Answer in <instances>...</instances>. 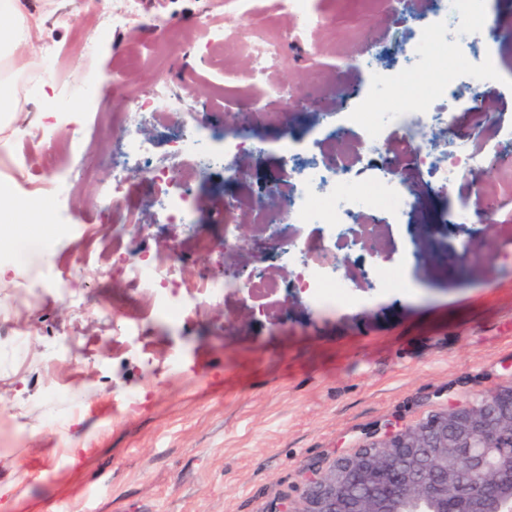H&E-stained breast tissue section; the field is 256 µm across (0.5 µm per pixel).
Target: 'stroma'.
<instances>
[{
  "label": "stroma",
  "mask_w": 512,
  "mask_h": 512,
  "mask_svg": "<svg viewBox=\"0 0 512 512\" xmlns=\"http://www.w3.org/2000/svg\"><path fill=\"white\" fill-rule=\"evenodd\" d=\"M23 5L41 56L60 51V73L47 102L38 97L36 74L17 77L19 111L0 126V182L18 195L30 179L53 180L40 162L51 131L40 127L44 108L52 112L51 129L70 137L56 150L58 163L83 165L92 175L73 195L39 199L49 216L42 232L20 211L12 218L14 239L0 242V262L13 267L0 283V482L36 468L38 478H26V500L40 512H273L303 496L311 469L354 454L386 425L416 424L512 382V197L500 196L489 164L443 195L408 161L399 177L423 208L390 225L382 242L405 286L379 295L358 290L345 307H323L290 289L296 271L278 259L285 242L259 238L248 210L240 212L234 247L224 246L225 199L277 204L267 188L284 171L286 149L325 153L333 146L328 124L369 104L384 114L431 108L415 89L398 93L372 79L357 59L398 65L401 44L435 20V0H415L401 13L373 6L358 26L336 0H312V9L335 23L293 45L316 53L319 67L289 52L256 87L251 62L236 48L237 26L246 15L291 29L280 0H138L135 16L118 29L104 18L124 9V0H83L82 49L70 46L72 0ZM476 6L495 30L483 45L495 70L488 86L510 94L512 22L504 19L503 0ZM160 72L180 109L154 116L123 101V94L146 93ZM91 74L116 84L120 95H78ZM247 85L248 104L215 97L217 88ZM283 87L293 100L281 97ZM481 102L478 92L455 99L447 125L418 131L417 139L430 149L443 146L463 133L458 113ZM110 111L129 113L151 149L133 187L143 198L137 228L124 246L146 258L171 243L182 247L180 284L242 283L186 301L182 320L142 319L139 290L112 248V216L98 197L112 179L123 134H96L101 113ZM244 111L253 115L254 142L235 156L244 180L209 168L185 187L189 223H162L150 196L157 170L175 172L169 134L206 137ZM283 111L285 135L259 118ZM478 195L494 213L474 223L482 260L467 264L447 212L458 198ZM98 265L110 270L100 282L89 274ZM252 272L279 282L277 300L244 288ZM26 326L36 334L19 341L16 331ZM50 383L66 395L49 396ZM72 434L85 447L75 464L67 453Z\"/></svg>",
  "instance_id": "35a3bbf8"
}]
</instances>
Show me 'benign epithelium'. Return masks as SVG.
<instances>
[{"label": "benign epithelium", "mask_w": 512, "mask_h": 512, "mask_svg": "<svg viewBox=\"0 0 512 512\" xmlns=\"http://www.w3.org/2000/svg\"><path fill=\"white\" fill-rule=\"evenodd\" d=\"M508 395L512 396V382L482 399L454 403L416 425L388 427L382 437L353 455L325 469L312 470L305 496L282 512H338L354 484L373 482L379 471L395 469L403 462H413L437 479L435 483L427 478L413 480L404 489L408 496L425 499L438 489L450 487L457 497L481 501L486 512H493L504 473L512 471V458L489 461L495 449L512 439V406L500 407L493 397ZM450 448L467 460L471 480L442 473L433 466L432 458L448 456Z\"/></svg>", "instance_id": "benign-epithelium-1"}]
</instances>
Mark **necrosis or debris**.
<instances>
[{
  "label": "necrosis or debris",
  "instance_id": "4bbe7bcc",
  "mask_svg": "<svg viewBox=\"0 0 512 512\" xmlns=\"http://www.w3.org/2000/svg\"><path fill=\"white\" fill-rule=\"evenodd\" d=\"M475 0H436L438 24L425 27L424 40L438 48L455 45L468 52L469 64L461 77L449 78L447 70L429 69L426 59L413 45H403L400 50L401 65L379 71L377 61H367L365 68L371 75L395 89L419 87L425 91H451L462 96L476 91L481 83L491 77L494 68L490 58L478 55L477 47L485 42L490 30L482 15L474 7ZM288 34L284 31L246 27L241 40L244 51L259 63L255 82L266 79L269 68L275 65L288 49ZM447 103L435 104L427 112H394L380 117L369 112H351L343 127L346 140L336 151L321 157L303 158L294 151H287L285 167L291 179L302 185L300 194L283 202L274 211L263 204H256L257 226L261 231L288 234L294 226L307 224L329 225V233L319 239L307 240L288 252L289 261L299 264L302 272L294 281L296 289L306 291L314 300L324 305L345 306L352 302L349 283L355 280V269L338 264L334 257L340 252L363 249L376 242L383 233L382 225L360 220L363 211H379L399 220L405 213L418 208L419 199L411 189L402 184L396 171L407 159L418 160L441 192L448 190L467 172L479 166L483 157L471 148L475 138L481 137L488 125L502 126L507 137H512V127L504 126L499 114L466 112L461 116L464 137L452 140L447 151L440 155L427 152L418 143L415 127L446 124ZM122 129L125 142L123 161L112 168V181L101 190L102 198L114 217L115 223L130 224L140 208L130 188L138 177V170L129 164V156L144 154L146 147L139 139L135 127L129 124L124 112L107 113L100 125L101 133ZM400 131V145L389 144L392 131ZM379 158L370 187L354 184L350 178L353 166L364 157ZM154 197L172 224L189 220L191 204L184 190L169 178H156ZM175 253L164 252L142 263L135 250L124 256L127 269L142 289L143 313L163 312L177 319L182 308L160 304L156 290L165 279L175 273Z\"/></svg>",
  "mask_w": 512,
  "mask_h": 512
}]
</instances>
